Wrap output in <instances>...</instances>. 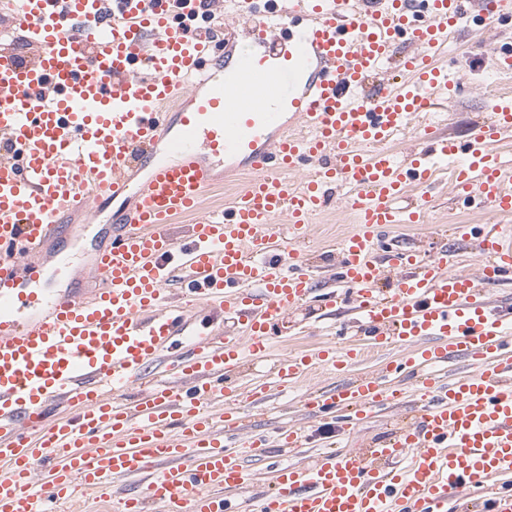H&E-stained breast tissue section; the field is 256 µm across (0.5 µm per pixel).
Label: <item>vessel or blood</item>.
Wrapping results in <instances>:
<instances>
[{"instance_id": "obj_1", "label": "vessel or blood", "mask_w": 512, "mask_h": 512, "mask_svg": "<svg viewBox=\"0 0 512 512\" xmlns=\"http://www.w3.org/2000/svg\"><path fill=\"white\" fill-rule=\"evenodd\" d=\"M233 2L256 50L220 52L205 21L222 0H12L31 52L0 44V512H66L81 495L112 512H234L232 494L256 481L245 455L267 447L247 421L272 393L395 346L388 375L407 372L421 396L405 420L385 440L276 466L251 512H512V305L489 294L512 275L500 152L512 100H492L463 141L425 118L452 88L439 60L459 22L501 27L512 0ZM402 42L411 79L395 86L384 75ZM199 88L193 111H164ZM214 156L248 170L220 212L206 206ZM441 161L458 195L501 218L459 225L473 273L453 251L381 252L397 225L426 223ZM332 185L355 223L331 255L338 285L321 294L303 245ZM126 189L108 243L75 270L91 290L46 287L62 213ZM314 303L352 312L345 342L243 388V360L268 355L279 324ZM176 343L185 354L162 359ZM458 359L466 370L444 382ZM404 398L362 375L305 405L338 412L351 437ZM54 403L66 413L51 421Z\"/></svg>"}]
</instances>
